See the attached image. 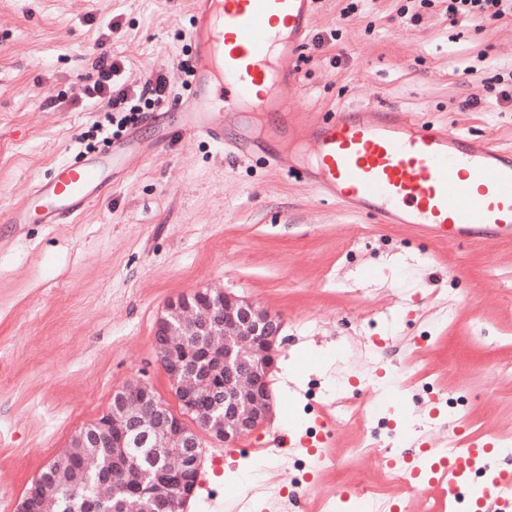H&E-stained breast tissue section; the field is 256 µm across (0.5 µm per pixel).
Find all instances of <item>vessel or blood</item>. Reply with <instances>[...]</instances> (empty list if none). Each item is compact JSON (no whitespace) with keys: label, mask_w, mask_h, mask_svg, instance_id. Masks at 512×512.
Here are the masks:
<instances>
[{"label":"vessel or blood","mask_w":512,"mask_h":512,"mask_svg":"<svg viewBox=\"0 0 512 512\" xmlns=\"http://www.w3.org/2000/svg\"><path fill=\"white\" fill-rule=\"evenodd\" d=\"M315 0H191L194 50L188 100L176 111L184 129L224 141L222 112L248 110L273 117L288 132L293 105L287 91L301 81L300 50L313 27ZM311 158L272 153L277 168L299 172L321 196L380 224H407L423 238L493 247L512 243V148L488 135L472 138L411 112L383 107L340 109L302 126ZM137 132L114 142L104 160L65 162L16 203L9 223L31 217L67 224L96 201L114 167L137 151ZM499 448L474 436L432 466L428 482L441 502L476 467L495 469L474 512H512V479L496 469Z\"/></svg>","instance_id":"obj_1"}]
</instances>
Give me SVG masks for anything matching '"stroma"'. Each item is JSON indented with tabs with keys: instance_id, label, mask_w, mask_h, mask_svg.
I'll use <instances>...</instances> for the list:
<instances>
[{
	"instance_id": "1",
	"label": "stroma",
	"mask_w": 512,
	"mask_h": 512,
	"mask_svg": "<svg viewBox=\"0 0 512 512\" xmlns=\"http://www.w3.org/2000/svg\"><path fill=\"white\" fill-rule=\"evenodd\" d=\"M412 0H318L306 42L296 112L328 114L378 104L512 147V21L450 24L439 0L402 15ZM190 0H0V503L15 507L113 393L148 381L170 409L179 401L152 353L165 305L221 288L283 322L270 375L274 408L248 437L202 440V471L187 512L234 505L254 484L252 512L296 489L308 512H327L341 474L379 479L360 439L386 418L407 447L454 443L455 430L512 437V246H447L406 227L383 229L320 197L260 156L236 159L208 138L171 129L160 140L139 121V155L74 223L15 226L4 215L62 161L108 155L111 141L82 136L105 113L81 89L101 52L123 81L143 82L190 59ZM338 40H331V31ZM480 99L473 110L470 98ZM454 296L453 319L441 298ZM385 340V371L412 359L414 379L391 388L380 416L336 421V390L362 372L371 337ZM388 426V427H389ZM298 450L266 460L280 435ZM322 461L307 460L305 447ZM221 463H214V455Z\"/></svg>"
}]
</instances>
